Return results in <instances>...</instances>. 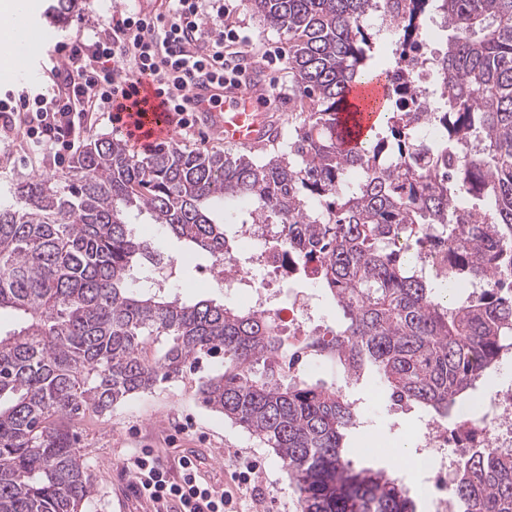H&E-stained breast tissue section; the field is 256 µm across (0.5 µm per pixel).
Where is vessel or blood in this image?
<instances>
[{"label":"vessel or blood","mask_w":512,"mask_h":512,"mask_svg":"<svg viewBox=\"0 0 512 512\" xmlns=\"http://www.w3.org/2000/svg\"><path fill=\"white\" fill-rule=\"evenodd\" d=\"M39 8V0H26L24 38L20 43L10 44L9 64L0 63V84L17 81L30 64L34 46L43 43L44 31L37 20ZM385 92V85L378 78L352 90L349 100L356 109L340 115L343 128L349 131L348 142L361 141L372 128ZM188 96L190 107L200 112H214L215 102H222V113H214L215 129L225 142L251 146L264 138L266 124L260 113L264 109L265 93L260 86L205 83L192 87ZM136 99L137 106L120 115L124 130L142 144L170 138L173 130L166 119L163 97L159 95L156 84L150 79H142Z\"/></svg>","instance_id":"1"}]
</instances>
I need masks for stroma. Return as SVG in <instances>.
Instances as JSON below:
<instances>
[{
  "label": "stroma",
  "mask_w": 512,
  "mask_h": 512,
  "mask_svg": "<svg viewBox=\"0 0 512 512\" xmlns=\"http://www.w3.org/2000/svg\"><path fill=\"white\" fill-rule=\"evenodd\" d=\"M119 0H80V9L66 27L56 29L57 40L64 41L78 30H90L107 23L120 10ZM225 24L251 35L255 54L270 48L287 47L288 38L270 28L251 9L248 0H235L234 10ZM58 171L53 160L34 155L23 135H15L8 146L0 145V189L14 176L53 175ZM155 247L178 259L175 272L160 270V278L179 286L184 299L208 298L223 301L224 291L217 287H196L195 282L209 269L210 258L186 253L183 244L154 230ZM199 373L185 374L161 383L100 414L86 411L77 424L79 451L91 467L93 493L83 512H143L144 499L135 495L127 484L124 464L127 458L148 449L161 459L195 454L203 460L207 480L216 487L237 493L232 478L236 453L256 458L260 465L258 500L243 496L242 512H299L298 495L289 483L274 451L241 428L225 420L222 413L205 408L197 398ZM362 416L366 430L352 436V444L368 439L380 441L389 455L369 459V466L392 469L400 443L416 439L429 419L421 408H410L404 419H396L387 398L366 403Z\"/></svg>",
  "instance_id": "1"
}]
</instances>
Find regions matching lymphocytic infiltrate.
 <instances>
[{"mask_svg": "<svg viewBox=\"0 0 512 512\" xmlns=\"http://www.w3.org/2000/svg\"><path fill=\"white\" fill-rule=\"evenodd\" d=\"M229 6L210 0H168L162 13L127 5L121 20L95 29L92 37L76 34L57 48L62 64L51 70L53 83L35 95L0 98V132L12 136L14 113H22L25 134L38 150L62 162L81 133L123 111L122 86L148 77L166 91L167 118L179 130L192 127L185 102L187 89L199 80L239 83L250 78L246 36L225 26ZM200 462L185 457L178 476L161 459L144 450L125 468L136 493L153 505H178L179 512H237L232 495L218 490L200 473Z\"/></svg>", "mask_w": 512, "mask_h": 512, "instance_id": "1", "label": "lymphocytic infiltrate"}]
</instances>
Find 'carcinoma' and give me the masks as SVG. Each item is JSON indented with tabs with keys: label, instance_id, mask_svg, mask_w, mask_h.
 <instances>
[{
	"label": "carcinoma",
	"instance_id": "obj_1",
	"mask_svg": "<svg viewBox=\"0 0 512 512\" xmlns=\"http://www.w3.org/2000/svg\"><path fill=\"white\" fill-rule=\"evenodd\" d=\"M76 0H54L64 24ZM288 35L298 97L284 150L140 156L96 138L61 176L16 179L0 195V512H81L93 490L73 423L204 358L216 370L200 402L272 448L300 512H416L384 469L349 456L358 406L339 386L294 367L275 309L184 301L150 267L173 266L135 231L150 223L186 250L231 261L242 205L270 225L268 244L311 271L341 314L329 339L305 344L348 381L374 374L389 398L454 417L512 347V0H408L450 29L434 61L439 141L420 140L383 105L389 135L349 149L337 114L350 86L376 73L366 17L374 0H248ZM481 136L479 153L465 152ZM478 198L490 221L456 202ZM441 269L417 267L423 248ZM156 355L143 354L148 342ZM464 512H512V455L474 448L454 475Z\"/></svg>",
	"mask_w": 512,
	"mask_h": 512
}]
</instances>
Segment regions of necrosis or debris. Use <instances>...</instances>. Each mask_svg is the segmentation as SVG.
I'll list each match as a JSON object with an SVG mask.
<instances>
[{"mask_svg": "<svg viewBox=\"0 0 512 512\" xmlns=\"http://www.w3.org/2000/svg\"><path fill=\"white\" fill-rule=\"evenodd\" d=\"M417 37L401 43V60L393 73L396 84L408 93L398 98L397 107L404 112H432L438 107L433 96L437 75L433 59L435 43L443 30L432 14L416 17ZM239 258L231 267L214 263L205 279L206 284H230L232 297L241 306L255 310L267 308L271 302V278L288 274V254L280 248L266 245L262 227L242 224L235 235ZM291 316L288 333L292 336H321L331 327L318 314L311 298L302 290H290ZM458 410L466 414V424L447 427L440 421H429L421 434L417 453V469L427 473L436 490L434 512H457L450 492L452 477L464 449L490 448L512 452V384L476 395L474 402H461Z\"/></svg>", "mask_w": 512, "mask_h": 512, "instance_id": "1", "label": "necrosis or debris"}]
</instances>
